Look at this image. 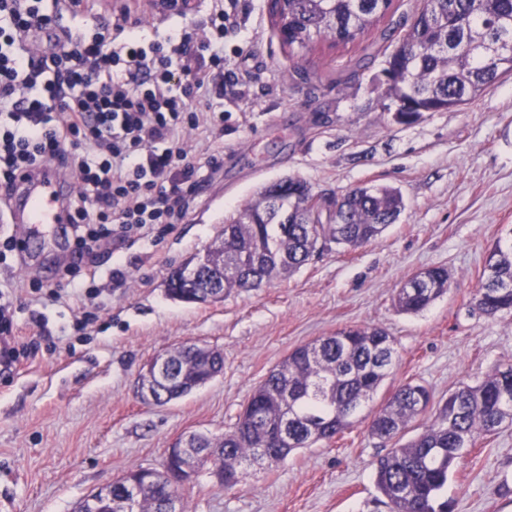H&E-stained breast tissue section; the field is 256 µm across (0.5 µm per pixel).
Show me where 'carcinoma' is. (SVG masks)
Instances as JSON below:
<instances>
[{"label":"carcinoma","instance_id":"1","mask_svg":"<svg viewBox=\"0 0 512 512\" xmlns=\"http://www.w3.org/2000/svg\"><path fill=\"white\" fill-rule=\"evenodd\" d=\"M392 0H284L275 3L274 22L289 48L308 49L329 40L356 42L383 18ZM384 60L381 100L399 104L400 123L424 112H448L481 97L512 75V0H424L401 39ZM306 182L287 178L257 193L239 213L224 219L220 243L209 248L204 268L224 276V293L258 288L292 276L312 256L333 249L355 250L380 237L405 208L389 185L358 187L341 196L334 213H324ZM288 215V223L280 216ZM485 281L476 305L487 316L512 313V240L488 253ZM448 291V272L431 267L397 291V307L416 313ZM395 340L377 326L346 328L294 349L250 394L234 430L224 434V488L238 485L239 467L261 448H283L277 464L298 448L331 440L356 422L361 406L387 376ZM194 344L185 343L171 359L167 376L185 385L170 392L179 399L204 386L191 365ZM434 421L408 443L377 461L375 483L390 512H451L443 499L451 469L477 438L512 425V364L497 367L473 385L462 384L435 399L423 384L396 390L369 425L383 441L400 437L418 417ZM88 494L73 512H123ZM162 486H149L130 512H169Z\"/></svg>","mask_w":512,"mask_h":512}]
</instances>
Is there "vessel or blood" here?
Here are the masks:
<instances>
[{
  "label": "vessel or blood",
  "instance_id": "vessel-or-blood-1",
  "mask_svg": "<svg viewBox=\"0 0 512 512\" xmlns=\"http://www.w3.org/2000/svg\"><path fill=\"white\" fill-rule=\"evenodd\" d=\"M64 183L53 168L34 173L9 200L10 221L22 225L17 242L21 256L32 258L43 249L46 235L69 223L71 211L64 203Z\"/></svg>",
  "mask_w": 512,
  "mask_h": 512
}]
</instances>
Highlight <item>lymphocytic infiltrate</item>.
<instances>
[{"instance_id": "obj_1", "label": "lymphocytic infiltrate", "mask_w": 512, "mask_h": 512, "mask_svg": "<svg viewBox=\"0 0 512 512\" xmlns=\"http://www.w3.org/2000/svg\"><path fill=\"white\" fill-rule=\"evenodd\" d=\"M93 9L92 0H0V188L51 165L72 183L78 260L64 278L76 293L79 262L99 240L142 239L183 219L188 192L224 164L208 148L192 161L190 135L223 138L225 84L247 95L238 56L224 51L244 31L239 0H212L199 33L148 36L130 13L99 24ZM65 18L82 31H59Z\"/></svg>"}]
</instances>
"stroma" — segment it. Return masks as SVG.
<instances>
[{"mask_svg":"<svg viewBox=\"0 0 512 512\" xmlns=\"http://www.w3.org/2000/svg\"><path fill=\"white\" fill-rule=\"evenodd\" d=\"M420 0H393L358 42L284 46L269 0H253L245 48L248 96L224 132V166L190 197L170 233L119 246L100 242L93 325L78 331L72 308L26 288L55 285L69 254L31 266L0 263L30 353L0 377V512H72L80 498L128 470L161 469L180 436L220 438L233 430L252 390L296 347L351 326H378L396 342V361L358 421L283 462L242 466L233 490L202 469L184 488L186 512H389L375 467L390 443L369 422L400 385L435 398L512 363V314L476 307L486 257L512 239V78L452 112L398 123L380 99L384 51L394 49ZM293 177L339 194L391 185L406 207L380 239L314 258L289 279L234 291L214 303L170 299V268L211 247L227 215L261 187ZM447 269V294L417 314L398 311V289L418 271ZM121 269L124 281L107 273ZM224 354V372L165 405L137 392L142 366L182 343ZM453 512H512V426L481 437L454 468Z\"/></svg>","mask_w":512,"mask_h":512,"instance_id":"stroma-1","label":"stroma"}]
</instances>
